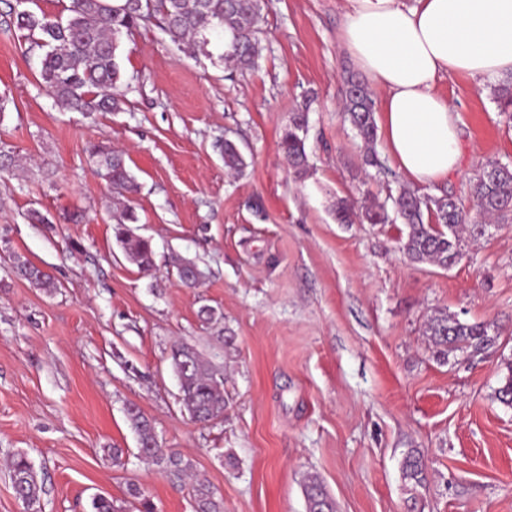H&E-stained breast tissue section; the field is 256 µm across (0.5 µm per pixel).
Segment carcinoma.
Returning a JSON list of instances; mask_svg holds the SVG:
<instances>
[{"label":"carcinoma","mask_w":512,"mask_h":512,"mask_svg":"<svg viewBox=\"0 0 512 512\" xmlns=\"http://www.w3.org/2000/svg\"><path fill=\"white\" fill-rule=\"evenodd\" d=\"M13 26L26 45L25 52L40 59L41 86L65 109L87 116L120 112L126 100L115 93L122 80L121 48L141 27L156 22L163 34L177 47L194 49L208 44L207 34L214 32L223 40L221 59L240 70L255 66L258 55V23L261 0H68L62 11L48 14L10 7ZM493 96L501 111L512 112V74L505 75L493 87ZM313 98L305 96L282 132L279 149L288 168L299 178L310 169L307 152L308 112ZM343 112L356 130L366 150L364 164L385 168L375 153L377 136L374 103L367 85L352 75L344 77ZM96 173L120 196L134 191L135 179L120 153L98 147ZM246 165L239 146L224 140V167L240 171ZM472 196L479 210L473 216L454 198L420 195L406 187L392 198L406 226L402 250L414 262L428 261L447 267L448 255L459 249L460 232L467 226L483 234L485 225L478 217L488 215L505 223L512 220V167L489 163L474 177ZM369 224H385V205L362 213L347 198L336 201V220L351 224L356 218ZM115 237L124 253L145 271L154 267V251L149 240L135 236L126 228L137 217L131 205L115 215ZM15 272L30 284L44 289L55 287L52 277L36 265L12 257ZM429 336L440 356L471 348L475 352L490 346L493 338L483 323L451 319L442 312L430 319ZM172 364L179 379L182 399L191 417L201 423L224 416L226 401L222 381L193 348L177 345ZM128 420L138 434L140 452L147 458L166 462L175 471H186L190 463L160 448L150 421L136 407L127 410ZM14 492L28 504L36 503L42 492L36 472L23 455L11 462ZM402 478L409 490L427 483V471L418 451L407 452L402 463ZM306 512H336V504L321 483L311 479L304 485ZM195 512H223V503L205 483L194 487Z\"/></svg>","instance_id":"1"}]
</instances>
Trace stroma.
<instances>
[{
  "label": "stroma",
  "mask_w": 512,
  "mask_h": 512,
  "mask_svg": "<svg viewBox=\"0 0 512 512\" xmlns=\"http://www.w3.org/2000/svg\"><path fill=\"white\" fill-rule=\"evenodd\" d=\"M347 7L262 0L261 50L245 72L139 29L122 46L123 111L92 121L40 87L0 0V150L15 159L0 171V512H91L97 495L117 512L145 499L154 512H194L197 481L224 512H306L311 477L336 512H408L412 448L428 473L421 512H512V408L497 398L512 373V223L462 235L461 259L442 268L404 256L400 219L337 222V198L387 195L341 110L354 68L338 40ZM492 85L439 81L459 117L461 167L419 194L470 209L474 173L512 164V116ZM310 91L311 169L299 181L278 141ZM228 139L244 152L241 173L224 167ZM95 145L122 150L136 178L131 230L152 242L151 272L116 242ZM14 254L54 289L16 277ZM184 261L203 273L196 287L178 278ZM441 312L487 324L493 345L439 358L426 326ZM177 344L222 377L223 418L196 422L181 403ZM132 405L188 474L140 455ZM19 452L44 487L30 508L8 472Z\"/></svg>",
  "instance_id": "1"
}]
</instances>
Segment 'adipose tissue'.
I'll return each mask as SVG.
<instances>
[{
  "mask_svg": "<svg viewBox=\"0 0 512 512\" xmlns=\"http://www.w3.org/2000/svg\"><path fill=\"white\" fill-rule=\"evenodd\" d=\"M341 47L380 87V127L400 172L420 184L458 170L455 108L436 91L447 76L512 72V0H348Z\"/></svg>",
  "mask_w": 512,
  "mask_h": 512,
  "instance_id": "obj_1",
  "label": "adipose tissue"
}]
</instances>
